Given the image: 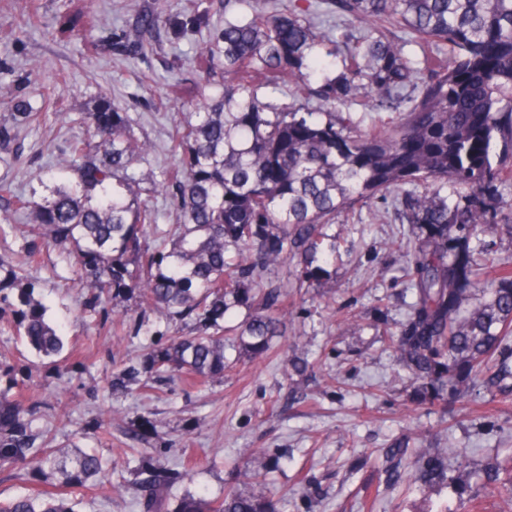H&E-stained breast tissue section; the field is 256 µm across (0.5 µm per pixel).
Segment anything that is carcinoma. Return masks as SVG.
I'll use <instances>...</instances> for the list:
<instances>
[{"mask_svg":"<svg viewBox=\"0 0 512 512\" xmlns=\"http://www.w3.org/2000/svg\"><path fill=\"white\" fill-rule=\"evenodd\" d=\"M21 17V38L39 21L31 0H0ZM239 5L233 11L231 4ZM341 22L328 34L311 19L316 6ZM224 13V20L213 17ZM107 25L83 0H69L50 25L68 40ZM402 29L423 45L414 60L387 32ZM206 32L196 48L198 80L171 86L164 99L190 102L172 135L175 163L155 169V146L135 131L126 103L102 94L85 112H55L17 101L0 123V162H8L15 129L49 117L83 127L50 171L36 176L42 193L16 195L0 184V234L24 217L47 244L70 245L91 302L135 297L189 328L149 348L139 366L112 378L113 388H144L172 375L205 385L224 376L226 352L255 362L274 348L288 315V288H313L331 260L327 229L358 203L394 196L398 220L413 225L400 243L415 301L397 330L382 336L421 382L420 403L448 405L489 372L512 335V266L489 282L469 241L483 224L505 226L495 206L512 182V0H224L191 11L156 0L138 17L135 35L112 41L118 55L141 52L147 36L177 44ZM293 99H279L282 87ZM387 112L362 127L351 107ZM172 191V224L160 227L156 195ZM293 283L274 281L283 264ZM248 310L228 324L234 309ZM18 334L36 352L64 348L33 291L19 287ZM29 408L0 390V471L18 464L41 477L0 501V512H78L69 489L97 481L99 458L31 452ZM416 449L414 478L447 477L445 456ZM149 476L135 498L138 512H280L265 495L238 491L235 479L264 477L258 448L234 462L224 495L190 492L173 500L165 467L144 459Z\"/></svg>","mask_w":512,"mask_h":512,"instance_id":"carcinoma-1","label":"carcinoma"}]
</instances>
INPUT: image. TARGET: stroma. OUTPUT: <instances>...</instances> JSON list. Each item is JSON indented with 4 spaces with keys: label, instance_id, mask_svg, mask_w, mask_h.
<instances>
[{
    "label": "stroma",
    "instance_id": "stroma-1",
    "mask_svg": "<svg viewBox=\"0 0 512 512\" xmlns=\"http://www.w3.org/2000/svg\"><path fill=\"white\" fill-rule=\"evenodd\" d=\"M66 0H33L41 18L18 41H0V81L12 97L0 99V122L8 121L14 98L39 103L41 94L65 83L59 107L80 112L99 92L130 103L140 135L152 141L155 168L171 162L172 128L182 112L159 107L144 91L146 80L165 85L195 76L199 35L177 46L156 43L153 51L119 56L113 36L129 32L151 0H90L111 24L90 38L60 41L46 29ZM39 76L27 72L29 62ZM75 127L54 121L22 132L13 167L0 164V181L15 193L30 194L37 174L68 149ZM336 253L318 288H305L289 303L296 335L276 341L270 358L239 364L223 378L201 387L172 379L151 396L110 389L112 375L138 364L143 348L168 343L178 327L163 313H140L134 302L104 299L89 308L90 296L65 248L43 246L27 267L24 283L46 307L64 341L61 356L49 359L31 349L12 323L16 288L10 271L33 240L18 223L0 236V386L35 406L28 431L52 440L62 452L100 456L112 470L109 482L73 489L78 512H134L131 503L141 478V460L151 456L177 472L172 495H222L232 461L247 448L263 449L276 467L268 483L239 481L250 494L281 496L282 512H497L494 486L481 470L512 455V378L488 392L476 385L450 408L410 411L415 387L379 335L382 323L403 322L413 300L398 249L408 225L395 222L391 200L355 208L333 224ZM126 312L123 329L112 321ZM302 341L308 369L284 377L281 355ZM157 425L155 434L139 424ZM452 449L451 483L424 486L386 470L389 448ZM195 461L191 475L183 465Z\"/></svg>",
    "mask_w": 512,
    "mask_h": 512
}]
</instances>
